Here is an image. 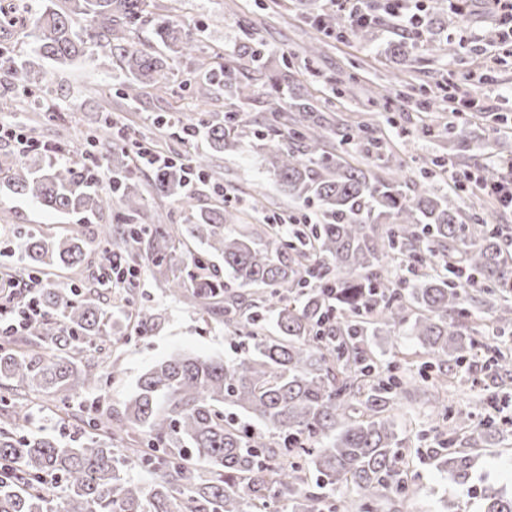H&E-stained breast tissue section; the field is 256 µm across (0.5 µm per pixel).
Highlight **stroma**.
Listing matches in <instances>:
<instances>
[{
	"label": "stroma",
	"instance_id": "obj_1",
	"mask_svg": "<svg viewBox=\"0 0 512 512\" xmlns=\"http://www.w3.org/2000/svg\"><path fill=\"white\" fill-rule=\"evenodd\" d=\"M262 0H155L157 13H167L177 6L176 18L200 41L197 60H185L174 68L172 92L163 94L150 88L143 89L136 102H129L121 94L118 72L111 60L77 61L53 69L49 94L60 116L59 124L40 122L35 112H6L5 99L0 96V111L23 130L34 131L44 141L56 140L65 133L68 141L83 142L100 113H111L123 128L127 139L144 141L154 138L157 116H171L176 120L165 132L164 145L172 158L184 159L193 154L208 157V173L212 182L224 187L237 202L243 219L236 232L253 236L264 242L261 227L265 217L299 212L303 208L290 203L279 192L275 178L264 161V142L259 136L267 115L265 97L244 101L224 94L222 88L209 85L205 72L199 71L198 59L211 64L241 59L252 49L263 48L269 58L270 71H277L282 56L292 58L294 77L304 91L320 98L333 112L349 121H366L384 135L387 147L384 158L390 166L401 167L409 174H418L429 166L431 159L443 154L446 141L438 135L444 123L451 120L453 102L441 101V86L455 84L459 97L471 91L472 77L484 63L497 57L495 20L484 9H476L466 17L445 13L436 35L433 50L417 48L407 64H397L386 52L394 36L392 27L379 26L367 42L350 38L326 37L309 21L307 14L297 8L274 15L261 8ZM317 47L314 59H307L306 50ZM209 85V95H202V85ZM351 85L348 97L338 93L342 85ZM423 91L430 97L429 110L419 111L411 105H402L400 95L410 89ZM486 91L498 121L489 123L479 115L468 118L471 130L479 140L490 143L491 152L471 150L448 163L447 170L433 183L442 194H460V204L473 222H486L502 227L512 234V211L503 209L480 193L460 191L452 175L456 172L477 170L493 165L506 166L512 162V57L496 64L488 74ZM400 107L397 125L386 121V105ZM230 112L249 115L251 124L240 149L234 152H210L205 137L188 139L181 131L180 118H220ZM429 125L434 136H419L420 126ZM218 196L201 192L182 202L170 196L149 194L142 220L147 224H188L194 212L219 204ZM318 214L317 205L304 208ZM110 214H73L62 217L43 209L35 202L13 195L5 183H0V225L26 224L42 234L58 237L76 225L93 229L100 224L116 223ZM100 252L90 249L85 262L76 268L58 272L54 282L58 286L80 285L100 307L109 308L119 301L113 289L97 284L100 275ZM144 293L150 299L154 313L163 317L152 335L129 333L119 345V373L110 379L103 391L88 392L79 388L67 394L68 419H60L48 411L50 399L45 392L32 391L33 417L30 429L35 433L53 434L64 441L78 443L84 431L83 411L91 403L122 409L133 395L138 378L155 363L169 355L182 352L202 358L237 357L242 348L231 337L222 323L204 321L191 303L167 295L145 281ZM496 395L500 405L512 412V379L498 373L485 356L470 360L466 373L451 388L448 406L451 412L475 410L478 401ZM396 431L399 436L418 431L423 435L419 451L409 454V464L400 478L402 512H480V504L487 488H498L512 493V433H488L485 443L472 453L474 463L471 478L461 485L451 480L438 466L435 448L441 446L444 434L432 431L428 407L422 396H415L396 413Z\"/></svg>",
	"mask_w": 512,
	"mask_h": 512
}]
</instances>
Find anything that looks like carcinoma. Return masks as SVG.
Here are the masks:
<instances>
[{
    "label": "carcinoma",
    "mask_w": 512,
    "mask_h": 512,
    "mask_svg": "<svg viewBox=\"0 0 512 512\" xmlns=\"http://www.w3.org/2000/svg\"><path fill=\"white\" fill-rule=\"evenodd\" d=\"M153 7V0H64L58 9H40L32 0L21 6L0 0V28L31 29L36 53L52 63L111 58L123 96L134 102L142 85L169 90L170 61L199 50L198 38L170 17L156 23V46L141 42L137 25ZM311 18L321 31L359 42L385 22L351 23L328 7ZM413 44V36L401 33L390 54L405 63ZM263 58L257 48L244 64L232 60L206 73L230 96L248 99ZM17 74L13 50L0 46L3 96L39 109L46 121L57 119L38 81L9 82ZM291 82L288 69L268 78L274 109L265 124L266 164L289 201L317 203L318 223L291 240L268 224L263 248L224 231L241 220L231 205L201 211L182 226L135 223L146 194L183 193L184 171L165 168L140 186L129 164L134 143L118 144L123 134L109 115L96 119L80 149L84 159L105 163L103 182L83 162L40 161L67 152L62 141L0 158L9 190L50 211L100 214L119 207L130 223L100 225L96 244L132 266L148 265L169 295L190 298L203 316L224 318L250 343L230 361L186 353L159 361L139 377L123 411L102 409L92 431L69 447L26 433L31 407L18 388L96 387L105 372L84 354L102 350L98 340L109 335V318L76 285L41 288L43 316L24 330L36 348L21 350L16 337L0 334V411L11 418L0 426V512H268L281 502L289 512H363L361 497L373 490L400 493L391 485L404 463L392 411L403 394L433 392L432 412L443 421L445 369L482 352L496 369L512 370V356L477 338L472 311H494L496 335H512V253L501 246L498 228L468 223L455 198L435 192L431 179L447 161L436 158L411 177L328 153L329 132L341 145L359 141L378 156L383 143L366 123L332 120L313 98L288 96ZM239 126L233 113L207 120L210 149H238ZM487 147L473 140L466 121L448 125V156ZM12 235L20 245L17 262L31 277L80 265L90 246L80 228L50 239L17 224ZM186 237L223 258L240 288L257 291L224 287L214 266L193 257L185 275L170 277L176 245ZM400 258L419 270L405 290L396 280L401 266H393ZM465 277L479 282L482 298L466 293ZM128 307L139 317V334L149 335L154 321L146 303L131 300ZM405 324L428 355L417 380L393 373L399 361H375L362 341ZM226 405L262 430L224 415ZM489 428L461 415L452 431L474 446ZM436 457L449 478L467 481L469 454ZM132 468H151L156 478L148 487L135 484L126 478ZM481 509L512 512V495L489 488Z\"/></svg>",
    "instance_id": "obj_1"
}]
</instances>
